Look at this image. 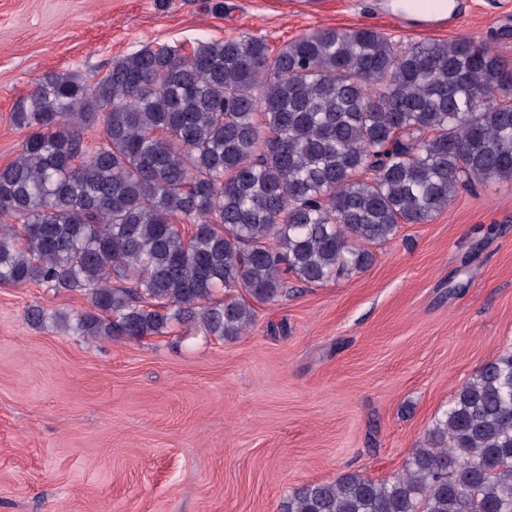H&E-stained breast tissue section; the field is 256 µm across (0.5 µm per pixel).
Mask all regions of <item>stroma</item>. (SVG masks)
<instances>
[{"instance_id":"35a3bbf8","label":"stroma","mask_w":512,"mask_h":512,"mask_svg":"<svg viewBox=\"0 0 512 512\" xmlns=\"http://www.w3.org/2000/svg\"><path fill=\"white\" fill-rule=\"evenodd\" d=\"M0 0V166L46 72L104 73L145 45L317 28L409 44L469 37L512 59V0H454L434 29L393 0ZM373 264L255 306L233 340L188 326L141 340L32 328L28 305L86 297L0 285V512H277L293 488L400 473L454 391L512 349V183L460 190Z\"/></svg>"}]
</instances>
